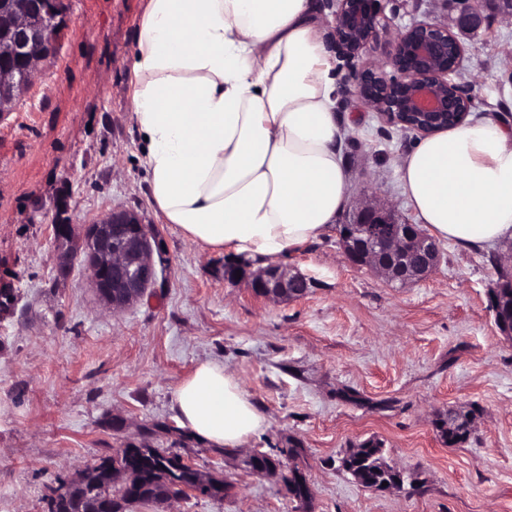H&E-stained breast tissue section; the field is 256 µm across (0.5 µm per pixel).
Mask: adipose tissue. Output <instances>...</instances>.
I'll return each mask as SVG.
<instances>
[{"label":"adipose tissue","mask_w":512,"mask_h":512,"mask_svg":"<svg viewBox=\"0 0 512 512\" xmlns=\"http://www.w3.org/2000/svg\"><path fill=\"white\" fill-rule=\"evenodd\" d=\"M339 93L318 0H145L128 99L151 207L207 250L276 258L321 240L349 199ZM396 174L434 238L464 250L512 241V126L468 119L423 137ZM171 411L219 448L265 425L211 360Z\"/></svg>","instance_id":"adipose-tissue-1"}]
</instances>
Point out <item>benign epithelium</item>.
<instances>
[{"label":"benign epithelium","mask_w":512,"mask_h":512,"mask_svg":"<svg viewBox=\"0 0 512 512\" xmlns=\"http://www.w3.org/2000/svg\"><path fill=\"white\" fill-rule=\"evenodd\" d=\"M382 0H326L332 9V44L350 64L348 82L370 109L403 128L429 135L457 125L474 107L470 88L456 82L465 48L459 32L487 24V10L512 21V0H461L457 29L424 21L401 29L387 67L364 60L385 17ZM66 0H0V108L32 85L39 62L55 51L65 28ZM340 240L348 261L391 282L407 284L426 278L438 260L435 240L381 201L364 203L346 224ZM54 238L78 239L76 252L59 255L58 270L84 257L90 285L100 302L114 310L138 301L157 278L153 243L158 230L129 209H114L84 226L54 227ZM307 278L270 263L248 275V288L267 299L300 297ZM504 340L512 341V319L490 303Z\"/></svg>","instance_id":"benign-epithelium-1"}]
</instances>
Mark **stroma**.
<instances>
[{"instance_id": "obj_1", "label": "stroma", "mask_w": 512, "mask_h": 512, "mask_svg": "<svg viewBox=\"0 0 512 512\" xmlns=\"http://www.w3.org/2000/svg\"><path fill=\"white\" fill-rule=\"evenodd\" d=\"M144 0H67L54 55L12 111L0 112V512H46L58 478L173 423L179 383L203 360L235 374L266 418L262 433L224 451L178 445L198 469L224 477L223 499L183 498L134 512H512V344L488 308L497 245L440 242L436 270L407 284L351 265L336 233L283 256L310 281L302 297L267 301L224 281L225 252L201 249L148 201L129 119L125 63ZM391 17L372 57L384 62L398 28L453 23L457 0H384ZM460 72L470 116L512 123V23L491 18L463 38ZM336 110L345 130L350 204L377 198L411 216L396 175L417 132L357 97ZM119 207L156 225L166 263L129 308L102 307L83 265L57 275L53 225L82 228ZM472 410L468 442L444 445L433 421ZM120 422L113 430L112 422ZM407 474L398 490L357 484L340 459L365 439ZM298 443L312 490L302 505L280 478L245 466L255 452Z\"/></svg>"}]
</instances>
